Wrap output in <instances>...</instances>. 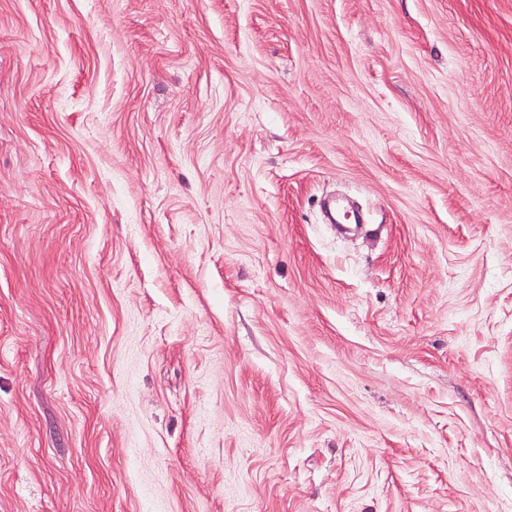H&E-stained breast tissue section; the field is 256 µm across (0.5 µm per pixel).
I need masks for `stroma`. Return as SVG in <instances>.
I'll list each match as a JSON object with an SVG mask.
<instances>
[{"label": "stroma", "mask_w": 512, "mask_h": 512, "mask_svg": "<svg viewBox=\"0 0 512 512\" xmlns=\"http://www.w3.org/2000/svg\"><path fill=\"white\" fill-rule=\"evenodd\" d=\"M0 512H512V0H0Z\"/></svg>", "instance_id": "35a3bbf8"}]
</instances>
